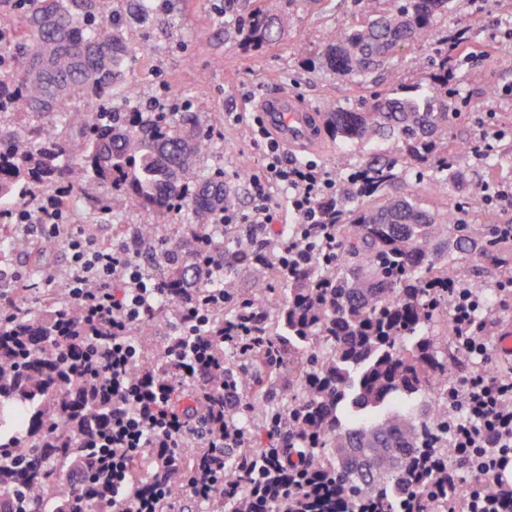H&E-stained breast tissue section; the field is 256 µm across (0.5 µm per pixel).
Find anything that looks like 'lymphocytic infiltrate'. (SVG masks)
Returning a JSON list of instances; mask_svg holds the SVG:
<instances>
[{
	"instance_id": "obj_1",
	"label": "lymphocytic infiltrate",
	"mask_w": 512,
	"mask_h": 512,
	"mask_svg": "<svg viewBox=\"0 0 512 512\" xmlns=\"http://www.w3.org/2000/svg\"><path fill=\"white\" fill-rule=\"evenodd\" d=\"M251 133L254 146L267 160L262 171L249 178L253 205L246 212L225 210L221 220L266 231L276 221L269 205L272 191L283 189L284 205L295 217L278 256L284 267L301 255L299 243L305 234L324 227L323 203L336 191V173L313 160H288L261 119L253 120ZM68 193V188H57L42 196L35 208L18 206L11 214L16 223L41 225L68 247L73 263L61 278L62 288L85 318L107 322L112 328V359L103 367L112 396V438L92 436L85 442L89 448L112 449V512H165L168 486L132 485L129 460L146 448L157 461L170 462L187 447L191 432L179 415L166 410L169 387L164 381L147 374L132 378L140 352L130 334L151 305L166 295L167 287L136 261L126 243L101 246L73 232L63 205ZM223 306V289L191 291L179 319L180 335L212 336L237 346L240 329L212 321L213 310ZM448 306L457 351L479 366L476 373L442 393L448 403V478L456 480L458 471L464 470L479 481L492 479L497 492L488 494L479 484L456 493L448 499L447 512H512V370L488 366L495 339L482 332L487 307L479 289L449 282Z\"/></svg>"
}]
</instances>
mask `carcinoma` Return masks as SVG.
<instances>
[{
    "label": "carcinoma",
    "mask_w": 512,
    "mask_h": 512,
    "mask_svg": "<svg viewBox=\"0 0 512 512\" xmlns=\"http://www.w3.org/2000/svg\"><path fill=\"white\" fill-rule=\"evenodd\" d=\"M131 15L147 20L155 0H128ZM321 0H224L235 38L259 53L289 38L294 6ZM454 0H351L361 19L329 30L313 49L300 40L293 53L306 57L360 88L389 78L390 86L351 105L319 113L322 128L343 155L378 143L385 158L349 180L347 164L336 170V199L326 206L330 240L314 232L306 254L286 272L258 264L268 244L238 243L229 250L218 219L236 205V189L220 173L189 181L210 141L193 116L172 112H114L106 107L129 72L130 49L113 0H24L23 27L0 38V58L14 59L0 74V119L22 113L20 132L0 125V211L34 189L79 185L83 177L109 185L105 208L134 204L161 220L139 224L129 242L140 254L166 257L161 277L169 298L154 305L133 330L140 369L169 381L170 406L189 430L207 434L219 413L239 422L240 446L224 450V497L219 512H431L448 500V472L427 473L429 461H448V406L430 400L437 376L467 362L448 353L431 325L448 309L454 280L475 286L467 255L512 277L500 262L495 233L477 239L459 219L470 199L457 196L444 213L419 204L405 189L411 166L444 194L462 180L448 125L458 115L457 89L448 81V60L475 52L467 37L453 50L435 49V72L407 83L397 71L404 52L431 43L438 19ZM96 102L98 112L73 106ZM61 117L62 128L42 120ZM192 192L184 194L186 185ZM195 223L185 236H169L162 223L173 203ZM461 253L440 264L443 233ZM282 284L269 306L259 309L236 288L238 269ZM199 287L222 288L233 299L224 317L243 324L250 346L243 362L214 370L203 363L199 389L173 374L157 330L177 316L183 298ZM106 329L84 322L66 295L51 291L39 304L18 289L15 315L0 321V412L16 415L17 427L0 431V512H108L112 503L86 492L103 481L100 459L84 446L91 434L112 425V401L102 393L97 365L107 360ZM288 400L273 413L268 444L253 445L251 426L239 420L256 401L271 398L285 375ZM242 394L227 403L223 390ZM206 448H193L175 462L171 492L203 477ZM135 483L158 480L167 469L144 451L130 464ZM316 486L319 493L293 501L288 486Z\"/></svg>",
    "instance_id": "carcinoma-1"
}]
</instances>
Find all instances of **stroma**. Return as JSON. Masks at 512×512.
<instances>
[{"mask_svg": "<svg viewBox=\"0 0 512 512\" xmlns=\"http://www.w3.org/2000/svg\"><path fill=\"white\" fill-rule=\"evenodd\" d=\"M223 11L224 0H169L152 21L131 22L125 29L132 49L130 74L111 105L122 111L131 104L143 110L166 95L177 97L179 112L196 117L213 146L198 172L223 168L227 182L239 193L238 209L246 211L252 199L240 172L261 171L265 157L253 147L247 122H234L233 113L262 112L265 98L273 94L288 95L317 113L330 104L357 100L360 90L325 70L311 69L287 43L259 55L242 49L225 34ZM348 19L346 0H328L318 12L297 8L290 19L291 34L315 47L328 29ZM508 22L512 0H455L436 30L441 40L468 26L477 45L454 69L453 83L466 103L448 127L449 139L466 141L469 147L478 143L499 154L512 153V44L494 39L493 33ZM469 147L457 157L468 189L512 181V165L489 169L476 161ZM107 192V187L84 177L82 188L68 199L66 212L74 229L111 245L127 240L131 226L148 223L149 218L132 206L116 213L94 207L93 197ZM8 230L27 239L30 248L0 255V294L24 287L30 297H45L50 277L62 276L71 267V251L62 244L42 251L44 234L23 225L12 224ZM473 275L489 303L485 333L498 335L512 324V297L498 294L496 273L481 262H474Z\"/></svg>", "mask_w": 512, "mask_h": 512, "instance_id": "obj_1", "label": "stroma"}]
</instances>
